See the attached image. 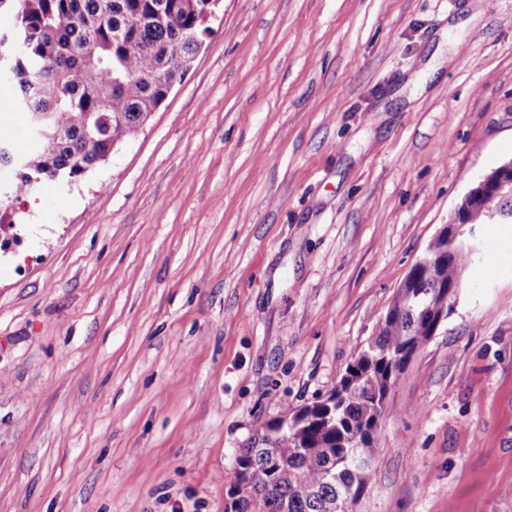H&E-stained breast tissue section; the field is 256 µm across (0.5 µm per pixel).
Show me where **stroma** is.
<instances>
[{
	"mask_svg": "<svg viewBox=\"0 0 512 512\" xmlns=\"http://www.w3.org/2000/svg\"><path fill=\"white\" fill-rule=\"evenodd\" d=\"M107 165L0 226V512H225L512 159V0H222ZM0 76V139L26 145ZM391 390L355 512H512V224Z\"/></svg>",
	"mask_w": 512,
	"mask_h": 512,
	"instance_id": "35a3bbf8",
	"label": "stroma"
}]
</instances>
